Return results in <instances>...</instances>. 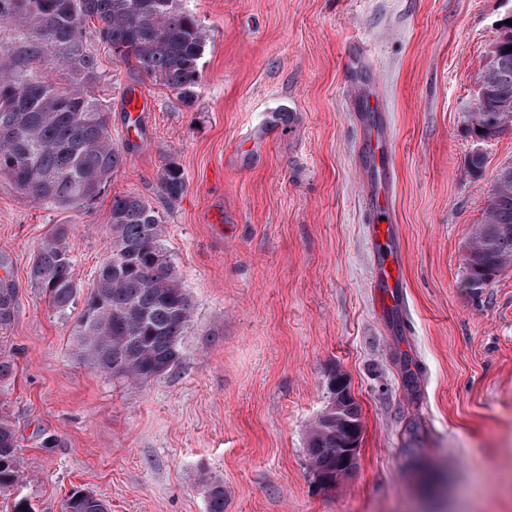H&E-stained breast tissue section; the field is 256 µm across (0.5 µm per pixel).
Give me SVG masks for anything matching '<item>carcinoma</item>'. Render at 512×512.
Here are the masks:
<instances>
[{
	"instance_id": "cac0c4a2",
	"label": "carcinoma",
	"mask_w": 512,
	"mask_h": 512,
	"mask_svg": "<svg viewBox=\"0 0 512 512\" xmlns=\"http://www.w3.org/2000/svg\"><path fill=\"white\" fill-rule=\"evenodd\" d=\"M95 38L112 57L135 63L148 79L193 101L201 79L207 31L187 0H0V177L30 201L61 209L86 205L126 163L112 139L108 107L89 85L102 74ZM499 47L497 78L478 98L468 122L492 139L512 127V52ZM68 78L54 76V69ZM161 180L169 196L185 189L170 160ZM109 256L94 276L77 325L76 349L94 369L134 385L181 364L182 340L193 304L181 287L164 244L157 209L135 194L112 199ZM463 287L476 291L512 266V164L499 168L485 218L465 247ZM67 231L59 226L38 245L31 278L51 308L69 310L80 295L73 279ZM14 294L0 288V322L13 312ZM361 421L354 399L325 409L308 434V460L318 480L336 485L347 470L341 457ZM15 427L0 413V494L15 495L13 512H31L19 495L24 478ZM208 512H224V484L201 479ZM63 512H108L87 490L72 491Z\"/></svg>"
}]
</instances>
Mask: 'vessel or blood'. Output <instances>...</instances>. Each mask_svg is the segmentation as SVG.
I'll list each match as a JSON object with an SVG mask.
<instances>
[{"mask_svg":"<svg viewBox=\"0 0 512 512\" xmlns=\"http://www.w3.org/2000/svg\"><path fill=\"white\" fill-rule=\"evenodd\" d=\"M377 94L372 86L355 92L353 109L364 139L360 159L365 180V210L368 234L374 245L369 286L373 290L376 312L398 322L404 304L407 280L398 229L391 209L396 187L395 167L391 158L392 130L385 114L369 112Z\"/></svg>","mask_w":512,"mask_h":512,"instance_id":"obj_1","label":"vessel or blood"}]
</instances>
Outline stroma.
Listing matches in <instances>:
<instances>
[{
  "instance_id": "obj_1",
  "label": "stroma",
  "mask_w": 512,
  "mask_h": 512,
  "mask_svg": "<svg viewBox=\"0 0 512 512\" xmlns=\"http://www.w3.org/2000/svg\"><path fill=\"white\" fill-rule=\"evenodd\" d=\"M208 31L192 104L108 60L92 87L112 112L125 167L91 205L60 211L0 178V412L13 422L32 512L84 488L110 512H512V268L463 288L465 246L512 163V130H469L476 78L504 0H188ZM393 131L394 219L403 241L407 333L374 311L372 263L344 59ZM145 107L129 129L128 90ZM282 134L254 151L268 113ZM484 166L465 174L473 151ZM176 160L186 187L169 197ZM140 195L193 304L181 365L141 385L94 370L72 347L83 309L57 314L30 278L41 240L66 226L73 274L91 288L107 256L112 199ZM343 375L360 407L355 466L316 480L308 428ZM161 180L169 196L178 197L185 189L184 173L180 165L169 160L162 168ZM207 496L208 512H224V484L206 476L201 479Z\"/></svg>"
}]
</instances>
